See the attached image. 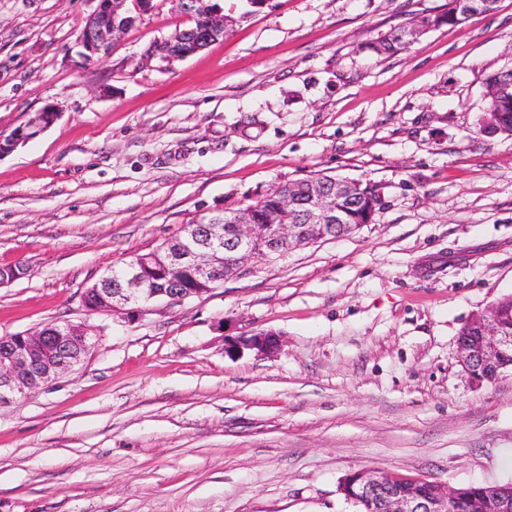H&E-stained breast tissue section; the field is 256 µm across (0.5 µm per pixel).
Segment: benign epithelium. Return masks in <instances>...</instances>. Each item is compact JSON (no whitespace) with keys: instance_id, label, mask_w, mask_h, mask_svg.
<instances>
[{"instance_id":"benign-epithelium-1","label":"benign epithelium","mask_w":512,"mask_h":512,"mask_svg":"<svg viewBox=\"0 0 512 512\" xmlns=\"http://www.w3.org/2000/svg\"><path fill=\"white\" fill-rule=\"evenodd\" d=\"M115 4L116 0H97V7L78 38L85 61L107 54L120 34L119 25L113 22ZM226 23L228 18L224 16V8H213L208 17L209 34L224 30ZM58 115L57 107L50 104L10 135H0V158L47 130ZM359 192V182L347 179L288 186V195L282 197L283 208L301 210L302 224H267L261 229L255 223L250 207H243L225 219V223L232 225V235L228 237L217 225L204 238L199 234L198 225L188 224L181 248L156 251L138 258L123 279L102 290V308L117 312L132 322L144 317L156 300L166 299L177 304L195 296L191 291L176 294L163 288L144 287L143 272L153 265L166 269L188 268L196 280L203 282L212 277L213 267L221 257L224 258V276L228 277L246 271L259 250L281 256L302 246L308 236L316 241L340 237L348 231L349 225L345 224V212L339 202L343 199L353 201ZM510 308L512 296L474 317L458 337L461 363L478 385L494 382L512 372V330L501 323L502 315ZM52 336V351L46 348V337L41 330L25 334V340L19 343L4 339L0 353L1 405L71 371L96 344L92 329L85 324H58ZM278 347V339L269 332L238 336L228 344L231 353L248 349L268 354ZM339 490L351 504L369 503L372 512H448L450 503L459 495L456 487L431 481L410 482L376 469L349 473ZM473 508L478 512L487 509L512 512V491L506 485L487 486L482 496L473 500Z\"/></svg>"}]
</instances>
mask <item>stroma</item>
<instances>
[{"instance_id":"1","label":"stroma","mask_w":512,"mask_h":512,"mask_svg":"<svg viewBox=\"0 0 512 512\" xmlns=\"http://www.w3.org/2000/svg\"><path fill=\"white\" fill-rule=\"evenodd\" d=\"M223 39L171 63L173 0L87 62L95 0H0V132L58 120L0 157V336L84 322L83 361L0 405V512H355L379 468L451 486L512 482V375L481 386L458 337L512 296V137L478 134L512 67V0L373 44L448 0H223ZM327 174L374 185L372 223L258 258L143 319L81 293L207 209ZM272 354L228 353L252 332ZM230 353H239L244 349L256 350L268 354L274 353L278 347V339L269 332H256L249 336H238L227 345Z\"/></svg>"}]
</instances>
